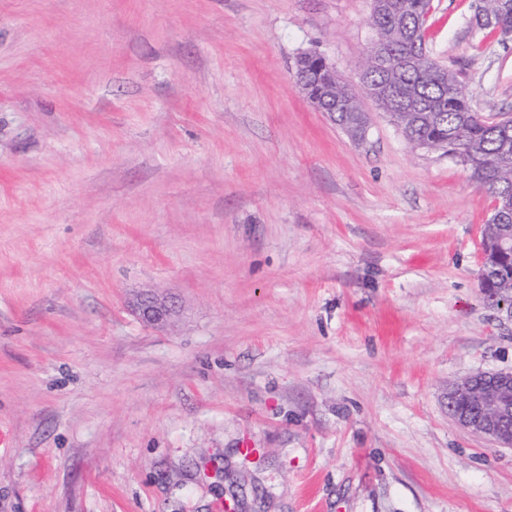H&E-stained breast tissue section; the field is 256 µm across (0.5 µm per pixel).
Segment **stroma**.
<instances>
[{
    "mask_svg": "<svg viewBox=\"0 0 512 512\" xmlns=\"http://www.w3.org/2000/svg\"><path fill=\"white\" fill-rule=\"evenodd\" d=\"M431 0L426 50L512 113V34ZM372 0H0V512H512L448 385L512 371L490 197L357 83ZM171 298L164 327L131 311Z\"/></svg>",
    "mask_w": 512,
    "mask_h": 512,
    "instance_id": "obj_1",
    "label": "stroma"
}]
</instances>
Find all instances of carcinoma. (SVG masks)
Wrapping results in <instances>:
<instances>
[{
	"label": "carcinoma",
	"instance_id": "obj_1",
	"mask_svg": "<svg viewBox=\"0 0 512 512\" xmlns=\"http://www.w3.org/2000/svg\"><path fill=\"white\" fill-rule=\"evenodd\" d=\"M380 4L372 24L393 54V62L370 68L361 86L345 83L316 54L305 57L307 99L320 112L336 113V125L351 139L368 131L363 100L372 87L391 91L390 118L408 144L420 148L436 144L450 155L463 149L469 157L471 181L487 191L493 210L482 231L480 288L495 309L512 299V252L498 242L512 235V118L489 122L470 105V92L425 49V25L420 18L429 0H376ZM479 9L490 13L500 31L512 32V0H480Z\"/></svg>",
	"mask_w": 512,
	"mask_h": 512
}]
</instances>
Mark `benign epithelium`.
Returning a JSON list of instances; mask_svg holds the SVG:
<instances>
[{
    "label": "benign epithelium",
    "instance_id": "1",
    "mask_svg": "<svg viewBox=\"0 0 512 512\" xmlns=\"http://www.w3.org/2000/svg\"><path fill=\"white\" fill-rule=\"evenodd\" d=\"M138 318L163 326L175 315L171 300L145 293L132 302ZM486 384L475 387L476 380ZM448 414L463 429L496 448H512V371L465 376L448 385Z\"/></svg>",
    "mask_w": 512,
    "mask_h": 512
}]
</instances>
